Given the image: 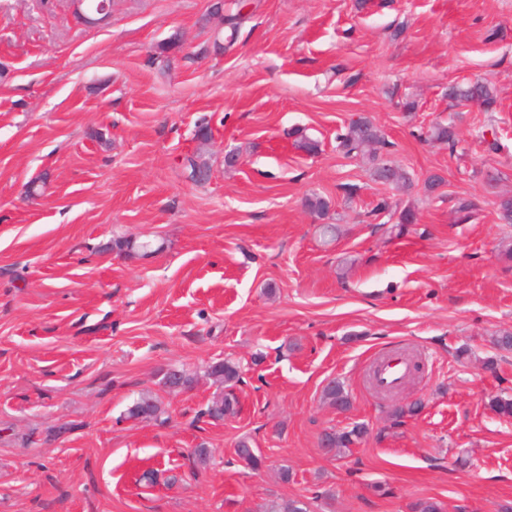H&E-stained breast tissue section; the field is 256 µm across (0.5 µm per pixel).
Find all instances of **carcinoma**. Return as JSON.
<instances>
[{
	"label": "carcinoma",
	"instance_id": "1",
	"mask_svg": "<svg viewBox=\"0 0 512 512\" xmlns=\"http://www.w3.org/2000/svg\"><path fill=\"white\" fill-rule=\"evenodd\" d=\"M448 98L458 103L474 101L480 104L485 111L492 112L496 109L498 96L496 89L483 82H475L465 86H452L448 91ZM429 137L455 148L457 144V131L453 123H436L429 130ZM382 142L380 132L366 118L359 117L351 121L345 128L344 133L339 135V146L348 156H362L372 163L371 175L374 180L395 186L398 189L410 185V178L396 166L392 167L382 161L376 146ZM208 375L214 381L224 386L225 391L217 394L207 408V415L214 419H222L228 415L237 413L238 400L229 392L240 380L239 367L230 360L216 362L209 366ZM325 400L338 409H346L350 406V397L343 382L339 380L330 381L323 390ZM487 405L499 417L512 418V395L496 394L489 398ZM422 402L395 407L391 411L392 425L398 426L405 422V419L414 417L420 413ZM164 415L161 403L150 395L141 396L127 411V418L131 420H155L158 421ZM368 433V427L363 423H357L350 428L342 430H329L324 433L330 451L337 454L343 448H349L362 441ZM237 454L246 464L254 469L262 466V457L256 455L249 442L242 441L237 448ZM259 512H310L306 503L293 501L288 508L283 509L274 501L269 500L259 506Z\"/></svg>",
	"mask_w": 512,
	"mask_h": 512
}]
</instances>
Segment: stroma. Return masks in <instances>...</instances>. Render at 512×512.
<instances>
[{"label": "stroma", "mask_w": 512, "mask_h": 512, "mask_svg": "<svg viewBox=\"0 0 512 512\" xmlns=\"http://www.w3.org/2000/svg\"><path fill=\"white\" fill-rule=\"evenodd\" d=\"M213 2L112 0L89 24L76 0H0V512L297 498L311 512H411L423 498L501 512L512 419L487 400L512 394V350L493 344L512 331L499 256L512 224L495 204L512 194V0H248L234 32ZM172 37L163 79L154 61ZM477 80L496 87V111L448 100ZM359 116L408 189L338 148ZM451 119L455 148L426 138ZM198 153L203 185L184 167ZM33 180L47 190L32 201ZM311 194L326 215L304 207ZM461 197L474 203L462 224ZM382 198L390 210L374 213ZM408 207L417 221L397 231ZM395 352L419 369L384 396L369 369ZM224 359L240 366L239 412L214 421L206 368ZM172 369L191 384L164 387ZM333 379L348 410L322 398ZM145 393L166 421L125 419ZM416 399L420 414L392 425L391 408ZM354 422L364 442L323 453L322 434ZM244 438L259 470L236 453Z\"/></svg>", "instance_id": "stroma-1"}]
</instances>
